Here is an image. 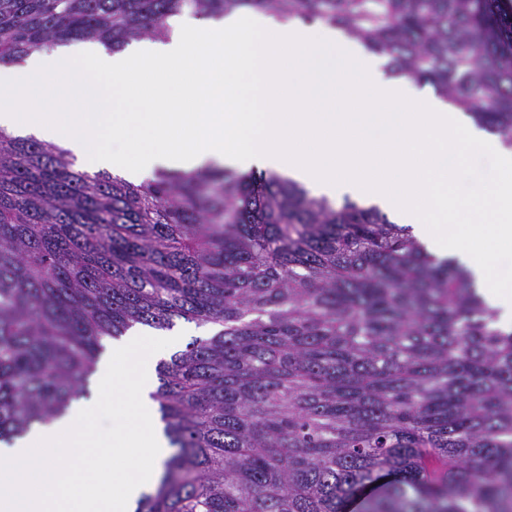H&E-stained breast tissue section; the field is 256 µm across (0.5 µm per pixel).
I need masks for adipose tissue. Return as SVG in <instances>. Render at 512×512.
I'll list each match as a JSON object with an SVG mask.
<instances>
[{
	"instance_id": "ef3b65f1",
	"label": "adipose tissue",
	"mask_w": 512,
	"mask_h": 512,
	"mask_svg": "<svg viewBox=\"0 0 512 512\" xmlns=\"http://www.w3.org/2000/svg\"><path fill=\"white\" fill-rule=\"evenodd\" d=\"M169 26L166 39L116 53L85 42L0 66V130L134 184L214 161L286 175L332 201L364 197L431 254L457 258L512 330V280L491 264L512 249V150L498 135L324 24L232 13ZM476 154L496 175L476 172ZM179 336L106 339L93 396L0 448V512H135L169 456L151 394Z\"/></svg>"
}]
</instances>
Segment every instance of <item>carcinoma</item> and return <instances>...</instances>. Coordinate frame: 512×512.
<instances>
[{
	"instance_id": "1",
	"label": "carcinoma",
	"mask_w": 512,
	"mask_h": 512,
	"mask_svg": "<svg viewBox=\"0 0 512 512\" xmlns=\"http://www.w3.org/2000/svg\"><path fill=\"white\" fill-rule=\"evenodd\" d=\"M237 10L340 29L512 148V0H0V62ZM182 319L218 331L157 368L173 452L135 512H512V332L455 260L274 173L135 185L0 131V442Z\"/></svg>"
}]
</instances>
